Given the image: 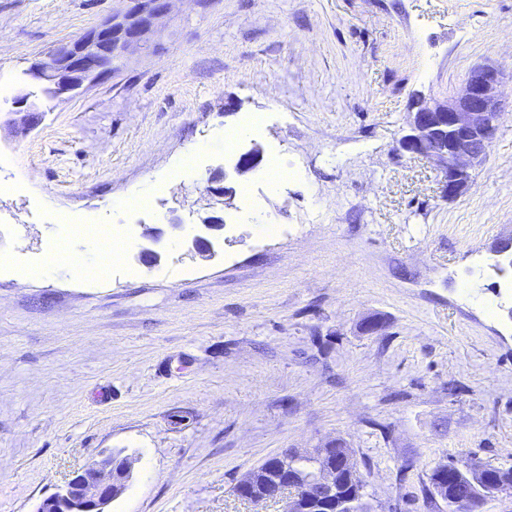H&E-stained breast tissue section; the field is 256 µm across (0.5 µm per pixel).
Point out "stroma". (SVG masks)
Here are the masks:
<instances>
[{
	"mask_svg": "<svg viewBox=\"0 0 512 512\" xmlns=\"http://www.w3.org/2000/svg\"><path fill=\"white\" fill-rule=\"evenodd\" d=\"M118 7L0 0V512L110 453L135 461L110 512H277L238 480L337 437L375 512H448L422 492L442 460L512 467V266L491 251L512 231V0H174L149 49L78 96L34 92L42 119L15 132L27 68ZM487 61L505 110L448 200L399 140L414 97ZM255 145L287 181L238 176L218 204L209 176ZM209 215L215 255L189 258ZM79 221L77 249L112 233L123 261L26 276Z\"/></svg>",
	"mask_w": 512,
	"mask_h": 512,
	"instance_id": "35a3bbf8",
	"label": "stroma"
}]
</instances>
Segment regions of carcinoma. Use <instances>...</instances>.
Returning <instances> with one entry per match:
<instances>
[{
    "label": "carcinoma",
    "mask_w": 512,
    "mask_h": 512,
    "mask_svg": "<svg viewBox=\"0 0 512 512\" xmlns=\"http://www.w3.org/2000/svg\"><path fill=\"white\" fill-rule=\"evenodd\" d=\"M344 454L350 458L348 468L340 473L345 491L363 497L365 496L364 482L359 472L358 462L353 450L348 448L346 442L340 438L336 439L333 445L315 448L299 458L290 452L288 461L297 460L302 467L317 462L331 468L336 464V458ZM282 469V460L269 458L246 473L243 479L270 480ZM502 483L512 484V468L495 467L490 464L469 467L464 461L460 469L448 474L444 473L440 465H435L427 475L424 491L429 499L438 498L448 505L457 498L469 497L474 500L475 512H481L485 500L491 497V489Z\"/></svg>",
    "instance_id": "cac0c4a2"
}]
</instances>
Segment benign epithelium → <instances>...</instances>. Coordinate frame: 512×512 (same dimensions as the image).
<instances>
[{"label": "benign epithelium", "mask_w": 512, "mask_h": 512, "mask_svg": "<svg viewBox=\"0 0 512 512\" xmlns=\"http://www.w3.org/2000/svg\"><path fill=\"white\" fill-rule=\"evenodd\" d=\"M122 11L76 39L54 47L42 60L27 70L31 80L46 84L52 99L75 96L99 81L112 68L113 59L144 48L155 23L166 17L172 0H121ZM503 69L492 62L475 66L461 91L445 100L417 101L408 113L407 133L401 148L422 156L439 168L444 196L454 200L471 186L472 171L483 163L494 139L500 112ZM22 92L14 104L26 107L24 122L34 127L39 109ZM261 152L253 148L243 153L236 165L240 175L254 171ZM226 173L216 172L208 179L206 190L218 198L233 194L225 185ZM202 226L207 233L197 234L192 250L202 256L214 254L209 232L224 228L220 216H208ZM123 468L116 471V457L103 456L72 478L56 493L46 497L36 512H108L112 501L128 488L134 460L122 458ZM288 484H254L235 490L238 497L253 504L281 503V512H314L317 504L336 497V473L332 469L312 470L302 467L283 469Z\"/></svg>", "instance_id": "7a95c632"}]
</instances>
